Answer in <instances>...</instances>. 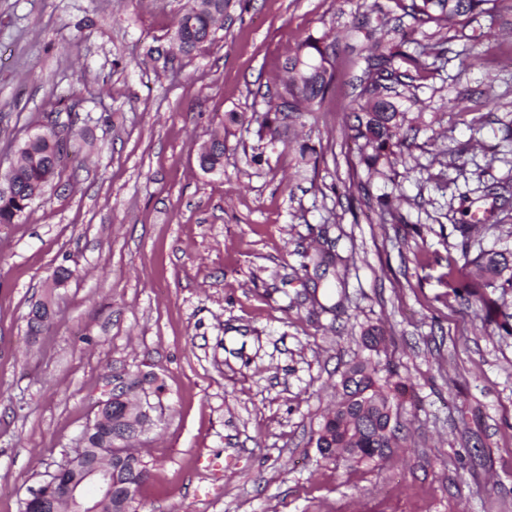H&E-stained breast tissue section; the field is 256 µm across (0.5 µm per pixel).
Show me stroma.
<instances>
[{"instance_id": "1", "label": "stroma", "mask_w": 512, "mask_h": 512, "mask_svg": "<svg viewBox=\"0 0 512 512\" xmlns=\"http://www.w3.org/2000/svg\"><path fill=\"white\" fill-rule=\"evenodd\" d=\"M184 3L0 0V173L50 127L79 153L0 225V512H24L138 373L163 387L139 512H512V295L487 319L447 285L449 258L512 251V0L472 21L480 45L448 27L403 88L423 117L383 178L348 137L373 44L353 24L375 9L398 41L414 21L395 0H230L211 42L171 57ZM308 35L333 88L270 142L265 94ZM232 112L224 168L203 171ZM358 360L413 397L368 466L316 447ZM224 123L211 130L209 140L199 154V164L204 171L220 170L224 164Z\"/></svg>"}]
</instances>
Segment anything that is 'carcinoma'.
<instances>
[{"label":"carcinoma","mask_w":512,"mask_h":512,"mask_svg":"<svg viewBox=\"0 0 512 512\" xmlns=\"http://www.w3.org/2000/svg\"><path fill=\"white\" fill-rule=\"evenodd\" d=\"M498 0H410L405 6L407 14L419 25L433 24L444 28L448 24L461 29L471 23L477 15L491 14ZM228 0H186L183 12L176 23L174 40L177 50L185 54L196 51L209 40L216 26L224 21V10ZM356 28L375 32L384 28L382 19L372 18L365 11L356 17ZM441 44H423L410 38L407 33L400 35L396 44H385L378 40L366 57L367 82L359 98L355 123L350 126L351 138L357 145L359 164L370 176H382L380 165L395 155L394 148L403 145L407 139V112L392 96V85L402 79H414L427 69L425 57L438 50ZM296 54L300 55L307 67L302 74L293 76L285 68V77L279 84L276 97L279 103L270 108L273 115L266 116L263 125L271 139L287 136V120L292 115L315 112L314 106L322 102L332 89L333 74L324 69L323 74L314 73L311 66L319 61L329 62L327 47L323 39L311 35L297 43ZM221 125L209 134V140L199 154L200 167L205 171L219 170L224 164V131ZM61 137L54 128L39 136L28 139L18 150L15 168L6 176L12 186L9 196L0 195V224H11L40 197L44 186L54 177L63 155ZM463 264L448 259V288L461 304L473 309L491 311L507 292H512V251L482 252L469 258L462 253ZM475 265L481 271L478 278L462 275V271ZM382 369L368 361L352 363L343 373L342 381H350L353 388L341 385L343 398L337 402L339 408L328 415L317 431L316 443L325 444L332 452L324 458L338 461L337 448L349 449L345 461L356 464L374 462L372 449L391 447L390 440L377 433L376 428H360L364 404L348 403L347 396L356 394L360 388H369V411L377 414L391 408L398 410L399 398L407 388L404 384L390 382V377L381 375ZM125 403L112 402V417L94 426L89 432V441L95 448L108 446V436L127 427L123 422ZM148 474L147 462L139 454L128 455L118 460L112 471V512H138L137 494Z\"/></svg>","instance_id":"carcinoma-1"}]
</instances>
